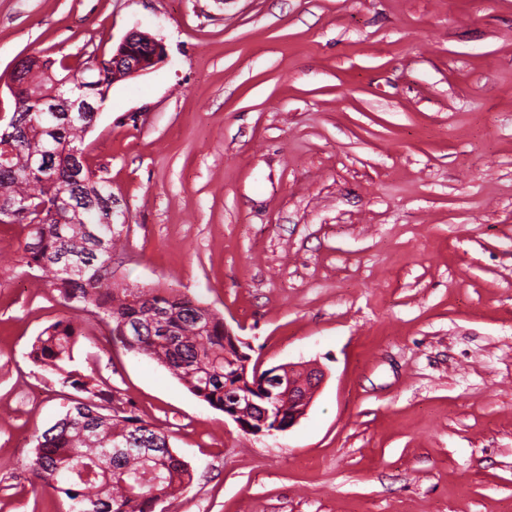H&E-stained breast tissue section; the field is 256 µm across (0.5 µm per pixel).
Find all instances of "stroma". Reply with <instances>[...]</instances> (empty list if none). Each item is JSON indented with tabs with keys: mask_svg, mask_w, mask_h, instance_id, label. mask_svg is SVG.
<instances>
[{
	"mask_svg": "<svg viewBox=\"0 0 512 512\" xmlns=\"http://www.w3.org/2000/svg\"><path fill=\"white\" fill-rule=\"evenodd\" d=\"M133 30L167 59L87 136L114 279L326 379L290 430L244 434L0 224V512L68 508L24 469L71 394L29 351L68 315L77 363L195 469L156 512H512V0H0V74Z\"/></svg>",
	"mask_w": 512,
	"mask_h": 512,
	"instance_id": "35a3bbf8",
	"label": "stroma"
}]
</instances>
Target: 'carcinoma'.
Wrapping results in <instances>:
<instances>
[{"instance_id": "1", "label": "carcinoma", "mask_w": 512, "mask_h": 512, "mask_svg": "<svg viewBox=\"0 0 512 512\" xmlns=\"http://www.w3.org/2000/svg\"><path fill=\"white\" fill-rule=\"evenodd\" d=\"M41 60L10 74L17 93L7 119L24 130L12 139L0 135V199L11 206L10 223L21 229L23 266L42 272L64 307L104 321L127 351L166 367L191 394L224 411V382L235 383L244 369L225 362L224 317L171 288L112 282L117 240L96 220L112 208V187L89 166L76 167L94 121H50L42 112L47 90L79 77L87 79L86 93L105 103L112 70L96 68L92 53ZM76 188L95 196L92 210L64 209ZM80 335L73 319H59L41 331L29 353L78 396L71 401L72 419L62 417L36 436L25 463L34 490L64 498L68 512H155L159 501L192 484L194 470L166 445L165 432L123 407L114 409L112 388L74 366ZM84 400L101 404L99 415L82 413Z\"/></svg>"}]
</instances>
